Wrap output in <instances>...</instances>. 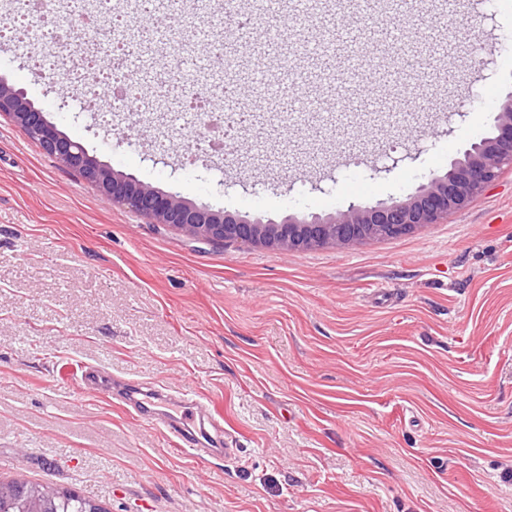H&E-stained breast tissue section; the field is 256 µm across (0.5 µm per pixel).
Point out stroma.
<instances>
[{"label":"stroma","instance_id":"1","mask_svg":"<svg viewBox=\"0 0 512 512\" xmlns=\"http://www.w3.org/2000/svg\"><path fill=\"white\" fill-rule=\"evenodd\" d=\"M385 2L308 0L252 20L234 47L246 72L279 29L383 54L391 78L362 64L345 87L324 58L320 81L289 85L281 106L348 92L367 109L344 126L312 112L275 128L259 118L265 93L241 82L249 121L229 163L190 149L199 126L181 106L208 89L171 38L151 59L128 52L144 106L167 95L156 131L62 103L52 67L6 44L0 81L145 184L252 219L325 215L445 173L512 94L504 0L448 14L407 0L379 35ZM88 364L206 395L224 414V455L174 450L87 391ZM0 477L73 486L108 512H512V168L464 212L399 238L213 247L107 203L0 114Z\"/></svg>","mask_w":512,"mask_h":512}]
</instances>
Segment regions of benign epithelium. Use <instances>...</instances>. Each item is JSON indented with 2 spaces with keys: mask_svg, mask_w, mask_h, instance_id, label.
Segmentation results:
<instances>
[{
  "mask_svg": "<svg viewBox=\"0 0 512 512\" xmlns=\"http://www.w3.org/2000/svg\"><path fill=\"white\" fill-rule=\"evenodd\" d=\"M0 113L10 115L25 135L62 165L77 171L116 206L154 224L174 227L197 241L232 242L279 252L343 248L407 235L463 211L495 182L502 169L512 167L510 95L497 113L492 135L470 143L447 172L431 177L406 197L376 205L352 203L345 210L309 219L290 216L264 222L195 203L113 170L47 121L23 91L5 82L0 83Z\"/></svg>",
  "mask_w": 512,
  "mask_h": 512,
  "instance_id": "obj_1",
  "label": "benign epithelium"
}]
</instances>
